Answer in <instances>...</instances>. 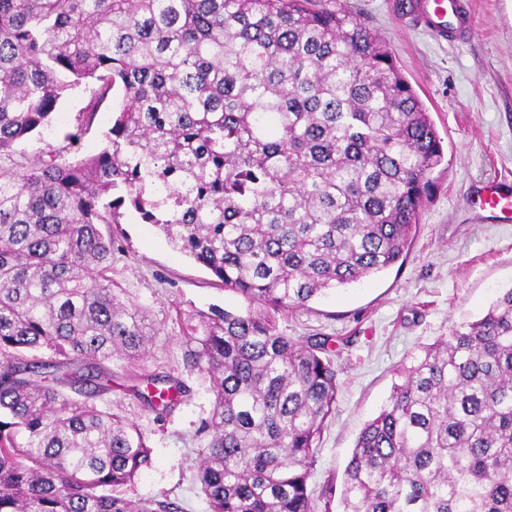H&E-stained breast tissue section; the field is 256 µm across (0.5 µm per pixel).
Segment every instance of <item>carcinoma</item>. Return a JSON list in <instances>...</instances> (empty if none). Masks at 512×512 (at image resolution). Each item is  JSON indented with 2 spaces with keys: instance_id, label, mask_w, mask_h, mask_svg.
<instances>
[{
  "instance_id": "obj_1",
  "label": "carcinoma",
  "mask_w": 512,
  "mask_h": 512,
  "mask_svg": "<svg viewBox=\"0 0 512 512\" xmlns=\"http://www.w3.org/2000/svg\"><path fill=\"white\" fill-rule=\"evenodd\" d=\"M90 99L64 136L0 168V512H180L120 489L142 431L61 387L158 329L104 275L127 211L241 294L189 327L208 375L198 479L210 512H331L309 488L338 389L328 339L271 313L407 255L442 138L382 41L336 0H0V155ZM120 98L96 154L78 153ZM46 347L50 362L28 359ZM360 431L339 512H512V288L423 347ZM144 401L170 407L177 378Z\"/></svg>"
}]
</instances>
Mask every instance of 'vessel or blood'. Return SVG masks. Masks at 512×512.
<instances>
[{
  "mask_svg": "<svg viewBox=\"0 0 512 512\" xmlns=\"http://www.w3.org/2000/svg\"><path fill=\"white\" fill-rule=\"evenodd\" d=\"M399 13L402 19L423 27L439 40H461L472 31L467 0H401ZM466 204L493 223L511 224L512 181L494 178L478 182Z\"/></svg>",
  "mask_w": 512,
  "mask_h": 512,
  "instance_id": "obj_1",
  "label": "vessel or blood"
}]
</instances>
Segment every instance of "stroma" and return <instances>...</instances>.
Segmentation results:
<instances>
[{
  "label": "stroma",
  "mask_w": 512,
  "mask_h": 512,
  "mask_svg": "<svg viewBox=\"0 0 512 512\" xmlns=\"http://www.w3.org/2000/svg\"><path fill=\"white\" fill-rule=\"evenodd\" d=\"M384 42L417 91L443 140L445 161L434 174L417 235L403 264L336 289L307 307L275 313L279 331L294 338L329 337L338 371L335 413L322 433L309 487L340 488L344 468L364 425L387 404L398 372L422 347L481 318L512 288V224H485L465 205L478 181L512 180V0H469L468 39L441 43L404 26L392 0H339ZM87 94L63 99L42 135L19 145L30 155L61 144ZM109 275L124 298L144 309L158 329L137 360H112V385L93 398L102 410L136 425L154 463L126 497L168 499L181 512H210L198 481L197 434L212 409L207 375L184 367L185 333L198 312L244 311L239 294L175 249L155 226L127 213L118 227ZM180 376L186 393L163 416L137 397L144 375Z\"/></svg>",
  "instance_id": "stroma-1"
}]
</instances>
